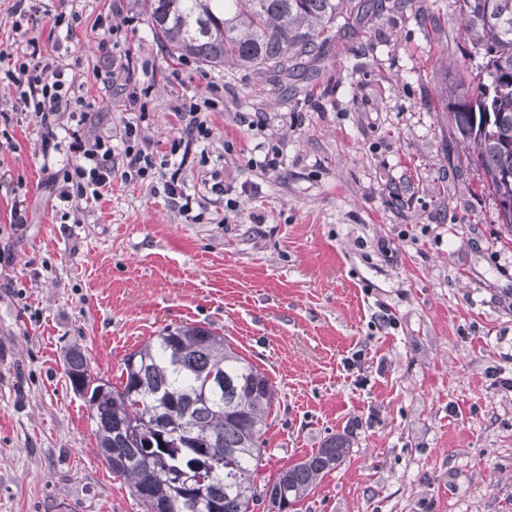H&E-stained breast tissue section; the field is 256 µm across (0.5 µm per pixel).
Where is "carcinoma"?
I'll list each match as a JSON object with an SVG mask.
<instances>
[{
	"instance_id": "1",
	"label": "carcinoma",
	"mask_w": 512,
	"mask_h": 512,
	"mask_svg": "<svg viewBox=\"0 0 512 512\" xmlns=\"http://www.w3.org/2000/svg\"><path fill=\"white\" fill-rule=\"evenodd\" d=\"M156 38L176 56L283 76L319 53L353 0H136ZM470 42L447 87L450 121L467 159L512 233V0H454ZM72 391L85 403L97 448L143 512H270L288 509L343 461L328 438L311 455L258 482L263 435L275 400L264 370L212 327H164L124 356L119 381L93 376L79 349L66 358Z\"/></svg>"
}]
</instances>
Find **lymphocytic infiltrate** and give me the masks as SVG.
<instances>
[{"instance_id":"lymphocytic-infiltrate-1","label":"lymphocytic infiltrate","mask_w":512,"mask_h":512,"mask_svg":"<svg viewBox=\"0 0 512 512\" xmlns=\"http://www.w3.org/2000/svg\"><path fill=\"white\" fill-rule=\"evenodd\" d=\"M41 0H14V30L23 26H49L51 31L65 30L74 36L79 24L76 12L60 9L42 10ZM0 75L15 88V111L31 118L38 127L42 158L51 152L67 149L72 160L62 168L51 171L48 183L61 203L79 210L83 202L96 199L108 190L115 170H122L124 178L141 179L154 175L156 168L170 169V160H156L141 148L140 125L124 121L119 141L111 137L90 138L82 126L92 108L76 90V74L70 64L52 55L37 40H27L24 48L0 52ZM201 104L194 99L182 101L174 112L180 122V132L172 145V153H191L197 143L207 139L211 129L201 117ZM69 117L72 127L67 143H60L58 129L62 117ZM171 171V169H170ZM165 196L182 213H190L192 199L180 182L179 172L171 171L163 183Z\"/></svg>"}]
</instances>
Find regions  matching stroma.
Instances as JSON below:
<instances>
[{"label":"stroma","mask_w":512,"mask_h":512,"mask_svg":"<svg viewBox=\"0 0 512 512\" xmlns=\"http://www.w3.org/2000/svg\"><path fill=\"white\" fill-rule=\"evenodd\" d=\"M65 55L95 112L142 117L166 154L181 99H212L182 168L190 221L161 177L66 213L38 128L0 151V512H142L100 458L65 374L71 348L117 378L165 325L223 333L275 390L260 474L331 436L349 452L291 512H512V235L448 117L469 43L451 0H368L285 79L173 56L133 0H77ZM111 18V61L98 44ZM132 63L133 76L123 64ZM131 79L134 96L116 91ZM262 114L261 128L243 119ZM278 151L276 166L257 161ZM239 190L229 211L209 190ZM21 203L26 222L13 223Z\"/></svg>","instance_id":"stroma-1"}]
</instances>
